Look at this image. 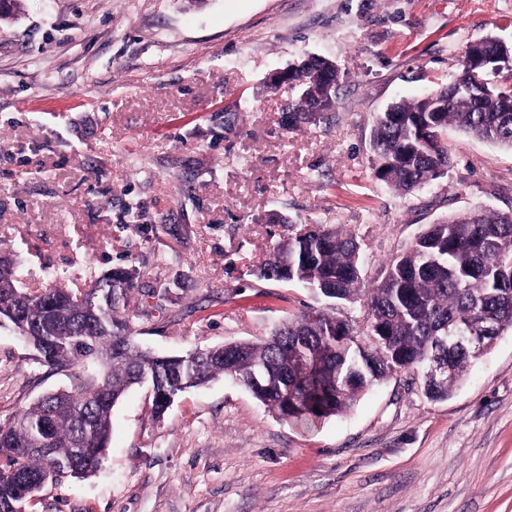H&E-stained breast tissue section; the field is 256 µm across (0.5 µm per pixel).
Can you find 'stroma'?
Listing matches in <instances>:
<instances>
[{
    "mask_svg": "<svg viewBox=\"0 0 512 512\" xmlns=\"http://www.w3.org/2000/svg\"><path fill=\"white\" fill-rule=\"evenodd\" d=\"M488 36L512 47V0H22L0 21V250L30 289L135 266L156 353L259 340L319 303L251 273L304 224L355 235L370 281L425 225L512 209V150L460 131L422 190L372 162L376 116L455 82ZM310 54L345 77L328 120L289 132L301 89L268 79ZM73 384L0 328V425ZM152 400L131 390L101 470L26 512H512V330L442 401L419 372L313 421L224 378L160 419Z\"/></svg>",
    "mask_w": 512,
    "mask_h": 512,
    "instance_id": "35a3bbf8",
    "label": "stroma"
}]
</instances>
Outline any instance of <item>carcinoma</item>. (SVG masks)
Instances as JSON below:
<instances>
[{
  "instance_id": "obj_1",
  "label": "carcinoma",
  "mask_w": 512,
  "mask_h": 512,
  "mask_svg": "<svg viewBox=\"0 0 512 512\" xmlns=\"http://www.w3.org/2000/svg\"><path fill=\"white\" fill-rule=\"evenodd\" d=\"M311 98L292 104L288 128L314 124L336 103L341 70L316 61L305 67ZM512 148V86L488 85L482 98L440 87L416 100H401L380 113L371 145L377 177L401 193L422 189L447 173L448 128ZM254 274L301 286L332 305L309 307L258 341H242L184 355L174 361L134 343L130 299L140 272L118 267L73 291L30 290L19 269L0 277V305H12L29 328L40 363L54 371L77 365V383L44 396L19 412L0 432V512L27 503L49 483L84 479L100 468L112 431V410L134 386L153 387V412L161 418L174 398L224 376L248 389L283 419L326 418L390 376L423 369V392L448 397L464 368L478 359L448 353L441 337L458 331L491 341L512 329V211L450 215L429 224L384 266L371 285L362 278L361 245L336 226L308 224L277 244ZM363 312L351 321L338 305ZM448 377H431L433 360ZM45 450L35 449L36 439ZM86 449L79 469L61 466L72 449Z\"/></svg>"
}]
</instances>
